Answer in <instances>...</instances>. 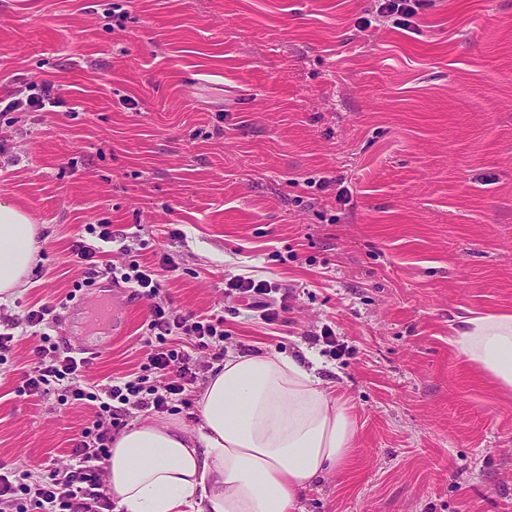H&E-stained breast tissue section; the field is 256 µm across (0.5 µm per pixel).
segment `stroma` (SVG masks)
<instances>
[{"mask_svg": "<svg viewBox=\"0 0 512 512\" xmlns=\"http://www.w3.org/2000/svg\"><path fill=\"white\" fill-rule=\"evenodd\" d=\"M377 0H0V97L62 85L54 112H0V198L37 224L0 322L110 265L171 256L163 296L224 317V350L313 346L355 439L303 512H512V393L448 341L512 314V0H429L414 28L359 31ZM224 88L216 109L187 77ZM348 202H340V195ZM108 224L105 264L72 252ZM287 295L265 324L231 279ZM150 302L87 379L136 368ZM41 339L0 358V467L65 463L90 406L14 394Z\"/></svg>", "mask_w": 512, "mask_h": 512, "instance_id": "1", "label": "stroma"}]
</instances>
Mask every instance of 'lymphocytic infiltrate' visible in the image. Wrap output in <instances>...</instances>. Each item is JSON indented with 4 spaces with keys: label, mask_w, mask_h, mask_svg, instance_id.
Returning a JSON list of instances; mask_svg holds the SVG:
<instances>
[{
    "label": "lymphocytic infiltrate",
    "mask_w": 512,
    "mask_h": 512,
    "mask_svg": "<svg viewBox=\"0 0 512 512\" xmlns=\"http://www.w3.org/2000/svg\"><path fill=\"white\" fill-rule=\"evenodd\" d=\"M174 270L172 259L165 256L156 265L130 262L119 276L152 301L146 333L156 345L139 369L104 384L90 383L88 361L51 343L37 351L36 366L21 372L17 395L38 397L49 387L60 386L70 401L91 406L94 417L75 441L66 465L0 472V512H112L105 464L115 433L124 428L132 411L166 412L196 387V350L207 349L214 359H223V316L184 314L161 299L163 281ZM232 290L249 308L258 310L266 323L277 322L289 310L287 301L269 302L272 288L267 282L240 277Z\"/></svg>",
    "instance_id": "1"
}]
</instances>
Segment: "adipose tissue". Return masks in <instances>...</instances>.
<instances>
[{"mask_svg":"<svg viewBox=\"0 0 512 512\" xmlns=\"http://www.w3.org/2000/svg\"><path fill=\"white\" fill-rule=\"evenodd\" d=\"M30 216L0 200V301L27 283L39 243ZM452 345L512 391V314H479ZM311 355L227 354L199 394L194 427L144 422L106 464L117 512H301L300 493L340 471L354 442L347 408Z\"/></svg>","mask_w":512,"mask_h":512,"instance_id":"obj_1","label":"adipose tissue"}]
</instances>
